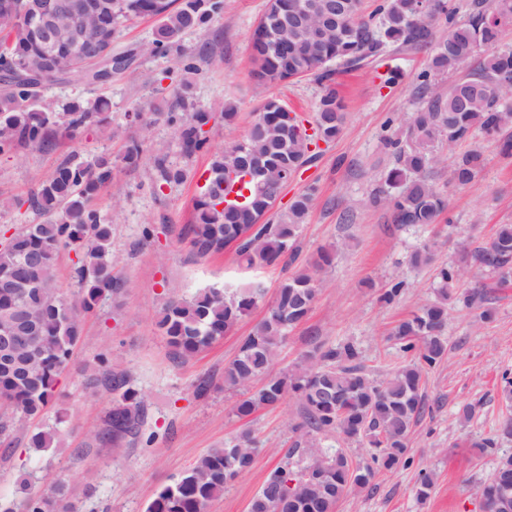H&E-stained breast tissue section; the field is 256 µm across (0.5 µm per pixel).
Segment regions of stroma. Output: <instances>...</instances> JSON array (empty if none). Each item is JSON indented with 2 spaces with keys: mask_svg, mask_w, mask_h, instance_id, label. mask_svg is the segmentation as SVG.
I'll use <instances>...</instances> for the list:
<instances>
[{
  "mask_svg": "<svg viewBox=\"0 0 512 512\" xmlns=\"http://www.w3.org/2000/svg\"><path fill=\"white\" fill-rule=\"evenodd\" d=\"M266 0H224V11L203 32H189L186 48H206L197 66L193 95L198 109L210 120L203 126L208 149L184 154L172 129L153 119L154 111L176 108V92L183 78L177 57L153 55L143 47L157 26L156 20L130 23L112 43L113 53L138 49L131 72L110 82L89 87L58 83L46 88L43 98L54 108L67 101L98 95L111 101L110 126L118 130L107 138L99 129L57 134L43 152L20 149L0 154V237L24 225L39 223L28 198L65 158L90 160L110 154L117 165L111 186L97 205L112 221L114 272L122 281L117 296L103 299L83 322L82 340L74 350L72 370L64 372L57 387L59 401L71 415L60 427L56 448H30L27 437H17L9 457H0V499L20 501L19 477H27L33 490L64 480L73 491L77 512H145L158 490L177 479L197 458L242 429L251 430L259 446L251 469L213 500L207 512H248L249 503L269 473L279 465L296 436L291 427L300 416L295 399L249 417L233 412L239 396L224 388V366L234 358L241 339L263 318L258 304L234 329L190 362L177 360L162 336L158 321L172 296L190 297L211 286L237 288L261 280L267 296L279 284L315 257L318 249L333 252L331 265L319 273L321 290L308 319L293 328L281 349L272 374L292 368L313 346L351 339L358 343L367 371L377 379L399 363L398 345L387 334L417 304L430 299L434 267L413 268L410 253L430 237H437L438 261H452L458 241L485 246L498 225L512 224V157H503L495 140L482 137L468 143L484 158L475 184L458 187L449 174L455 154H445L433 179L448 199L439 230L400 227L389 213L373 205L372 197L385 187L392 167L386 138L388 118L406 121L426 104L417 92L419 74L427 69L429 54L415 48L389 49L362 68L337 74L345 105L340 137L322 145L316 160L305 167L277 202V209L308 187H316V200L298 239L296 261L261 269L240 267L233 251L197 257L185 235L193 221V202L200 195L212 152L241 141L262 101L280 97L289 108L312 116L320 87L310 78L268 88L251 75L250 41ZM401 74L385 87L387 70ZM235 106L234 122L224 120L225 104ZM141 112V124L131 123ZM149 123L150 136L138 167L121 165L127 139L140 135ZM185 170L182 182L159 183L156 157ZM404 278L409 288L396 305L387 307L377 292L393 277ZM464 288L485 289L495 308L493 321L484 322L477 310L463 303L448 309V356L430 369L424 389L427 408L409 441L410 463L382 471L374 490L356 491L343 498L337 512H481L479 483L497 459L512 454V447L480 451L474 438L489 434L505 415L498 390L501 375L512 371V281L471 262ZM110 354L115 372H128L131 384L146 400V417L137 437L118 443L92 442L112 401L111 392L84 388L77 368ZM210 388L197 394L199 380ZM474 404L476 413L459 420L462 405ZM430 472L434 486L426 500L416 497L419 472Z\"/></svg>",
  "mask_w": 512,
  "mask_h": 512,
  "instance_id": "stroma-1",
  "label": "stroma"
}]
</instances>
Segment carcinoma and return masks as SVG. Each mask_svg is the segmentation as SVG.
I'll return each mask as SVG.
<instances>
[{"label": "carcinoma", "instance_id": "1", "mask_svg": "<svg viewBox=\"0 0 512 512\" xmlns=\"http://www.w3.org/2000/svg\"><path fill=\"white\" fill-rule=\"evenodd\" d=\"M296 0H266L251 41L253 74L266 85L312 77L322 86L315 118H306L271 96L258 109L246 137L213 155L205 190L194 202V221L186 229L194 253L200 257L218 254L231 247L238 260L249 267H273L295 261L297 241L314 200V189L298 194L288 209L274 212L279 198V177L285 170L298 173L316 157L319 143L330 144L341 135L344 112L335 86L331 64L351 69L384 48H426L430 64L419 80L426 106L412 113L405 139L386 141L394 148V167L386 175L389 191L376 202L390 212L392 223L431 226L447 209L448 201L430 181L441 164L434 149L446 143L448 151L480 133L498 140L500 151L512 156V47H503L512 32V0H470L465 21L457 19L453 0H433L428 13H417L416 0H378L365 16L361 0H307L313 4L305 25L318 28L331 2L336 25L322 40L296 35L292 25L274 29L264 24L272 12L288 14ZM23 0H0V154L18 147L46 150L54 132L74 133L94 124L107 125L109 102L104 97L83 103L74 101L63 112H54L42 100L45 87L54 82L98 75L101 62L76 64L69 71L45 73L42 55L46 49L44 24L22 14ZM224 11V0H112V12L93 17L87 27L94 35L108 38L112 48L127 24L142 18L158 20L150 43L152 54L174 53L186 73L198 71L197 54L182 44L189 31L205 30ZM441 18L447 32L434 37L430 21ZM477 68L448 85L443 93L433 77L452 74L481 50ZM179 112L165 113L186 153L202 149V126L206 113L195 110L189 86L182 85ZM143 141L131 140L122 156L129 167L139 164ZM263 166L261 185L249 183L251 195L243 203L226 198L228 187L241 176L247 155ZM482 154H461L450 181L466 187L473 183ZM159 181L177 183L182 169L157 161ZM112 158L100 155L92 162L73 156L56 166L29 198V206L45 217L29 224L0 244V283L27 281L36 284L23 294L0 287V327L20 317L37 327L31 345H19L14 358L18 368L0 371V454L12 449V434L27 429L57 400L58 378L71 365L74 348L81 339V317L99 302L119 293L120 279L112 262V224L92 205L94 197L112 184ZM457 263L437 267L434 299L425 302L400 320L391 337L400 343L403 361L384 379L377 380L365 369L361 349L352 341L316 346L288 372L269 375L289 330L307 319L321 281L318 271L331 264L333 255L320 250L312 267L283 280L262 320L245 336L237 355L224 366V388L242 395L234 412L246 418L260 408H273L294 395L302 408L301 422L292 427L298 434L285 460L273 469L249 504L248 512H336L348 494L375 486L378 473L406 464L413 424L426 410L423 377L426 369L442 361L448 350L444 332L448 303L457 299L481 309L480 317L491 321L495 309L485 292L471 289L460 293L458 286L468 258L498 273L503 281L512 277V224L499 226L487 245L470 250L458 243ZM75 255L74 278L79 295L68 301L60 296L56 268L62 250ZM435 251L425 244L411 253L414 266L434 261ZM407 284L393 280L381 291L379 300L396 302ZM265 289L251 282L232 291L204 288L190 298L176 297L164 308L158 327L175 357L189 361L224 337L238 321L262 300ZM264 383L257 390L254 383ZM89 387L103 386L113 394L105 427L94 440L117 441L139 433L144 423L142 395L130 385L129 375L114 373L108 358L98 357ZM56 429L32 433L29 445L38 450L52 447ZM334 436L344 442H365L373 448L372 463L363 464L342 449L329 454L317 445ZM512 444V417H504L493 433L472 440L474 448H500ZM258 446L251 431L243 430L201 455L174 482L163 486L147 512H206L208 504L253 465ZM23 512H76L67 485L58 481L48 489L31 492L29 481L19 482ZM486 512H512V455L499 460L493 474L478 487Z\"/></svg>", "mask_w": 512, "mask_h": 512}]
</instances>
